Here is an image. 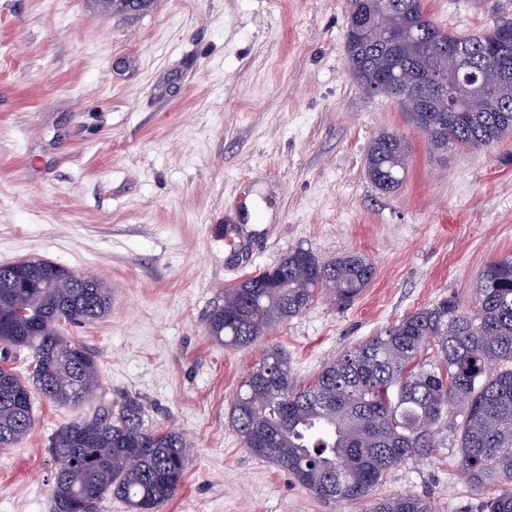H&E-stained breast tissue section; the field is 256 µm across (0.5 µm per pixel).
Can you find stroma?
Instances as JSON below:
<instances>
[{
    "label": "stroma",
    "instance_id": "obj_1",
    "mask_svg": "<svg viewBox=\"0 0 512 512\" xmlns=\"http://www.w3.org/2000/svg\"><path fill=\"white\" fill-rule=\"evenodd\" d=\"M458 35L512 20V0H427ZM346 0H0V264L44 259L96 277L112 307L63 326L98 364L78 406L35 396L34 428L0 450V512H52L58 428L137 398L146 425L189 444L183 484L158 512H371L400 494L473 512L456 475L458 425L434 459L405 461L369 497L322 500L243 448L236 392L269 347L305 386L417 309L475 305L485 264L512 252V137L486 152L434 150L392 99L367 96L345 51ZM384 131L412 161L385 193L364 157ZM366 255L357 302L327 299L245 348L211 341L226 288L296 247Z\"/></svg>",
    "mask_w": 512,
    "mask_h": 512
}]
</instances>
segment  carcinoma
<instances>
[{
	"label": "carcinoma",
	"mask_w": 512,
	"mask_h": 512,
	"mask_svg": "<svg viewBox=\"0 0 512 512\" xmlns=\"http://www.w3.org/2000/svg\"><path fill=\"white\" fill-rule=\"evenodd\" d=\"M424 50L402 44L391 51L376 27L347 26L348 68L369 95L404 72L430 93L441 72L447 89L481 82L478 109L433 112L421 128L433 148L489 149L512 134V77L501 78L492 58L493 25L484 35L457 36L430 23ZM415 127L420 102L392 96ZM411 147L383 132L370 143L367 173L381 191L399 189ZM284 280L266 287L259 272L224 289V304L207 319L209 337L226 347H247L299 316L320 297L353 304L372 281L373 263L361 253L322 262L298 247L277 262ZM24 276L43 287L32 296L0 288V318L15 335H0V450L22 441L34 420L36 391L58 404H80L93 391L97 361L85 347L61 336L58 315L73 325L103 318L111 309L108 288L44 259L24 261ZM477 305L453 299L421 308L327 364L315 380L292 385L288 358L266 350L234 398L230 420L243 447L283 469L313 495L334 501L366 497L400 463L429 458L441 447L442 422L461 408L458 470L482 489L477 512H512V253L489 261L476 284ZM31 353V371L19 376L15 351ZM434 359L428 361V351ZM264 435L268 446L253 447ZM54 462L53 512H97L107 495L131 512H156L182 485L187 445L173 429L145 425L143 407L128 398L117 412L103 410L59 428L50 438ZM372 512H432L416 495L382 498Z\"/></svg>",
	"instance_id": "cac0c4a2"
}]
</instances>
